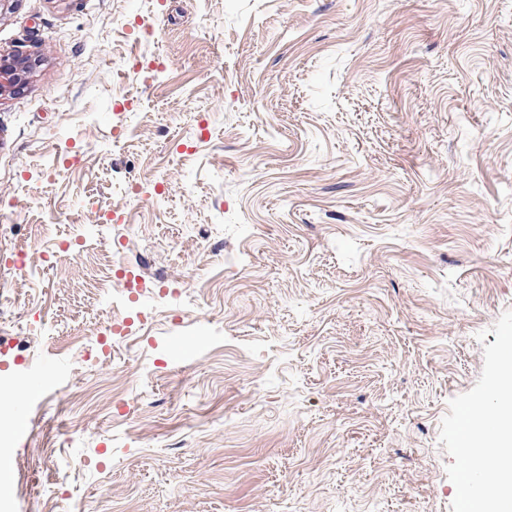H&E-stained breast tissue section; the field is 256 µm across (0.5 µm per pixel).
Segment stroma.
Returning a JSON list of instances; mask_svg holds the SVG:
<instances>
[{
  "label": "stroma",
  "mask_w": 512,
  "mask_h": 512,
  "mask_svg": "<svg viewBox=\"0 0 512 512\" xmlns=\"http://www.w3.org/2000/svg\"><path fill=\"white\" fill-rule=\"evenodd\" d=\"M0 512H460L512 338V0H6ZM30 62L14 59L12 62L0 61V92L18 91L24 85L25 75L30 71Z\"/></svg>",
  "instance_id": "35a3bbf8"
}]
</instances>
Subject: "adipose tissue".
Segmentation results:
<instances>
[{
    "label": "adipose tissue",
    "instance_id": "adipose-tissue-1",
    "mask_svg": "<svg viewBox=\"0 0 512 512\" xmlns=\"http://www.w3.org/2000/svg\"><path fill=\"white\" fill-rule=\"evenodd\" d=\"M495 428L494 445L485 448L480 440L482 424ZM460 475L469 479L472 472H486L494 496L476 498L462 493V512H497L504 493L501 477L512 465V368L499 369L495 388L488 399L466 408L458 432Z\"/></svg>",
    "mask_w": 512,
    "mask_h": 512
}]
</instances>
